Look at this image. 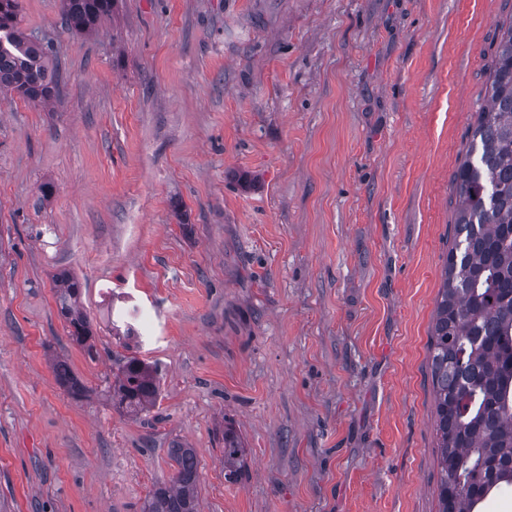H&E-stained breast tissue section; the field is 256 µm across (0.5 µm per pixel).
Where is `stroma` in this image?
I'll use <instances>...</instances> for the list:
<instances>
[{
	"label": "stroma",
	"instance_id": "35a3bbf8",
	"mask_svg": "<svg viewBox=\"0 0 512 512\" xmlns=\"http://www.w3.org/2000/svg\"><path fill=\"white\" fill-rule=\"evenodd\" d=\"M21 2L65 87L0 94V512H138L177 444L200 512H437L431 319L512 0H118L81 36ZM130 355L144 419L112 405ZM55 298L59 315L69 328V337L88 355L93 356L95 344L91 324L80 306V284L68 272L55 277ZM160 396L158 367L137 356L119 360L112 382V402L127 414L139 415L153 408ZM246 446L233 428H224V478L235 480L244 467Z\"/></svg>",
	"mask_w": 512,
	"mask_h": 512
}]
</instances>
